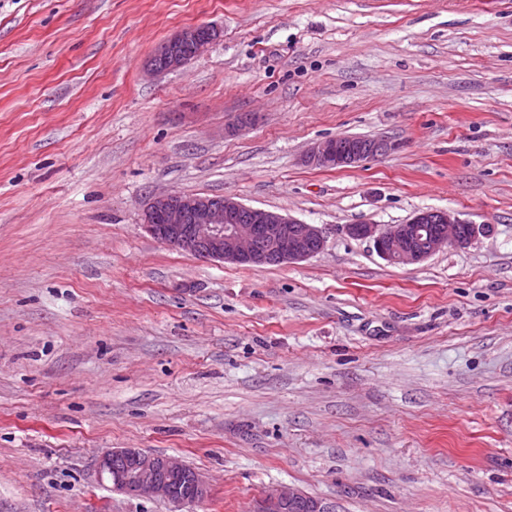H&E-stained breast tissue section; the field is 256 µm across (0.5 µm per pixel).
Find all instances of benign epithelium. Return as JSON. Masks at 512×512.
I'll return each instance as SVG.
<instances>
[{
  "label": "benign epithelium",
  "mask_w": 512,
  "mask_h": 512,
  "mask_svg": "<svg viewBox=\"0 0 512 512\" xmlns=\"http://www.w3.org/2000/svg\"><path fill=\"white\" fill-rule=\"evenodd\" d=\"M218 30L209 25L184 27L160 43L146 62L150 75L181 69L206 53ZM192 43L195 51L180 52ZM388 140L371 138L346 150L335 138L316 143L305 162L324 168H352L382 155ZM142 226L154 238L204 260L236 265L309 259L326 243L323 228L290 215L248 207L228 196L193 193L160 194L147 204ZM345 233L373 241L380 258L390 264H418L446 247L471 245L478 233L472 224L449 212L422 210L395 225L348 224ZM100 477L112 490L132 497L159 498L176 506L208 496L205 477L166 455H147L138 448H112L96 461ZM267 512H335L327 503L293 487H277L266 495Z\"/></svg>",
  "instance_id": "obj_1"
}]
</instances>
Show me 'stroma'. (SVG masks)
<instances>
[{
  "label": "stroma",
  "mask_w": 512,
  "mask_h": 512,
  "mask_svg": "<svg viewBox=\"0 0 512 512\" xmlns=\"http://www.w3.org/2000/svg\"><path fill=\"white\" fill-rule=\"evenodd\" d=\"M202 24L208 52L145 72ZM345 135L392 148L305 163ZM162 193L326 245L201 260L143 230ZM427 209L480 233L402 266L343 231ZM112 448L209 494L113 492ZM288 485L336 512H512V0H0V512H255ZM206 30L211 36H202L200 31ZM214 33V35H213ZM218 30L209 25L184 27L160 43L146 62V71L150 75H159L181 69L194 58L206 53L217 40ZM194 43L195 51L191 56L180 52L183 45ZM190 52L189 47L181 49ZM339 138L316 143L305 156V162L324 168H352L362 161L386 153L391 144L382 138H371L357 147L343 150Z\"/></svg>",
  "instance_id": "obj_1"
}]
</instances>
